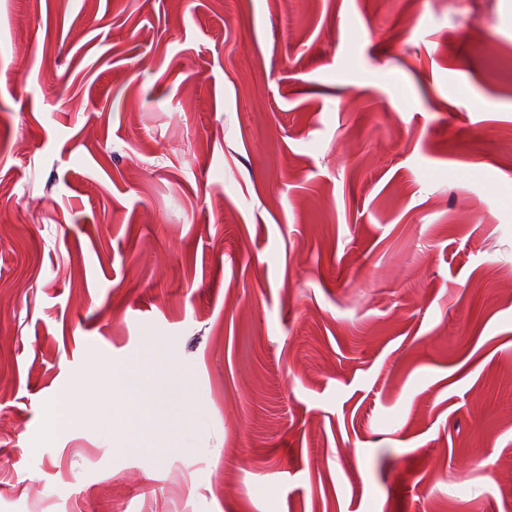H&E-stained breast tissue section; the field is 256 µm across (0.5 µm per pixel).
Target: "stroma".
Wrapping results in <instances>:
<instances>
[{"mask_svg": "<svg viewBox=\"0 0 512 512\" xmlns=\"http://www.w3.org/2000/svg\"><path fill=\"white\" fill-rule=\"evenodd\" d=\"M0 512H512V0H0ZM100 371L103 372L104 379L80 384L83 389L95 395V417L100 428L112 437L115 432L116 417L126 414L122 418L137 427V439L133 443L118 440L115 447L140 454L153 452V440L147 426L152 425L154 419L161 413H167L171 417L178 416V408L173 404L160 405V401L155 398L153 392L136 397L140 404L125 407L126 404L120 400L119 394L132 392V386L137 383L136 380L128 375L113 372L112 365L104 366Z\"/></svg>", "mask_w": 512, "mask_h": 512, "instance_id": "35a3bbf8", "label": "stroma"}]
</instances>
